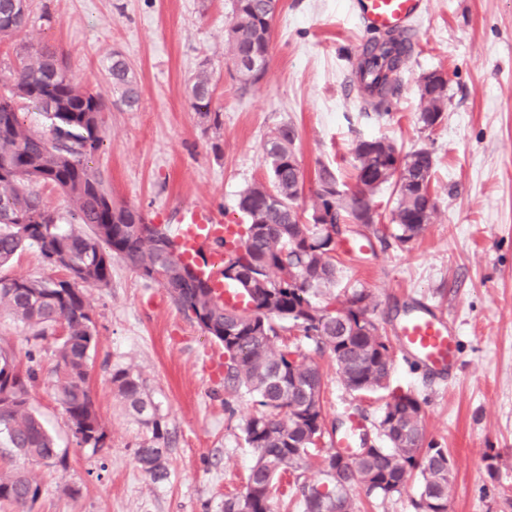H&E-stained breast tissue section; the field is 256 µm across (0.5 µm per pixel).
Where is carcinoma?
Wrapping results in <instances>:
<instances>
[{"label": "carcinoma", "mask_w": 512, "mask_h": 512, "mask_svg": "<svg viewBox=\"0 0 512 512\" xmlns=\"http://www.w3.org/2000/svg\"><path fill=\"white\" fill-rule=\"evenodd\" d=\"M279 0H233L227 43L237 73L248 84L264 68L247 63L269 53L271 22ZM30 6L0 0V38L23 32ZM409 39L401 33L374 37L352 72L364 99L379 112L395 91ZM107 76L121 100L132 107L138 91L128 64L112 60ZM212 78L200 69L188 84L191 107L221 126L211 111ZM423 109L419 120L431 128L447 107L446 80L431 72L421 78ZM39 112L50 136L24 126L20 104ZM103 100L75 84L63 56L49 49L17 52L8 90L0 93V267L26 248L37 250L59 279L31 280L0 275V308L29 332L32 346L58 336L54 374L58 400L80 447L98 451L105 430L88 385L89 362L97 327L86 302L87 287H104L117 257L139 275L164 288L176 306L203 333L222 346L231 364L227 380L248 394L256 413L245 423L244 440L255 458L242 491L225 496L224 512H273L279 481L298 472L328 432L321 405L322 376L300 347L284 333L298 330L316 350H328L344 387L364 393L385 389L391 376L388 339L369 317V294L353 288L345 294L344 315L333 306L340 239L324 225L374 226L380 213L375 191L395 179L391 212L395 239L419 236L435 210L430 180L435 165L425 148L400 154L387 140L359 141L354 148L355 185L340 183L323 166L312 191L311 222H302L297 201L303 176L296 159L295 128L276 129L265 143L268 181L244 189L237 207L246 232L232 247L224 282L244 296L241 306L219 297L195 265L182 257L167 231L150 224L137 210L112 204V190L90 166L104 140ZM60 190L72 205L73 222L61 223L36 186ZM38 371L21 369L14 352L0 346V447L27 461L62 464L59 446L46 421L29 402ZM112 385L138 416L150 437L136 451L141 469L153 480L167 477L163 448L167 430L159 408L145 396L143 382L128 369L112 372ZM385 445L341 450L323 457L317 483H300L295 497L300 512H352L348 496L359 483L369 497L399 494L415 475L422 477L415 512H448L449 469L446 448L422 446L421 404L410 393L393 392L375 424ZM40 486L22 471L0 472V504L31 512Z\"/></svg>", "instance_id": "cac0c4a2"}]
</instances>
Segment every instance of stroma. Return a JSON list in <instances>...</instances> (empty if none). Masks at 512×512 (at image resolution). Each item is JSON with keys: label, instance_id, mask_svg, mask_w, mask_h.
I'll return each mask as SVG.
<instances>
[{"label": "stroma", "instance_id": "35a3bbf8", "mask_svg": "<svg viewBox=\"0 0 512 512\" xmlns=\"http://www.w3.org/2000/svg\"><path fill=\"white\" fill-rule=\"evenodd\" d=\"M27 28L0 40V83L20 46L62 54L75 83L106 110L94 167L115 204L173 229L186 206L219 210L244 224L237 199L268 179L264 145L284 124L297 132L304 178L297 205L311 214L318 170L344 180L354 172L357 140L385 137L402 152L435 158L436 211L416 238L356 236L361 260L337 254L336 295L364 288L370 317L394 337L404 312L427 305L460 338L456 368L437 377L394 351L391 385L422 403L423 444L447 449L453 471L448 512H512V0H428L412 25V48L388 116L377 117L352 83L370 35L351 0H280L271 24L264 76L238 80L225 48L232 0H30ZM125 59L139 93L129 107L106 78L113 56ZM213 76L212 127L193 110L187 79L200 66ZM438 71L448 104L430 129L418 117L419 80ZM98 339L89 385L106 427L99 452L78 447L55 398V338L41 341L42 375L30 400L65 450L66 467L20 459L0 447V471L24 470L41 487L32 512H224L226 494L242 490L254 451L242 428L252 399L226 379L223 349L172 303L166 291L121 260L108 286L88 289ZM327 420L374 423L385 392L358 394L341 384L331 353H316ZM140 377L158 405L169 444L168 476L156 482L136 460L148 439L112 385L113 369ZM411 480L381 501L361 485L353 512H412Z\"/></svg>", "mask_w": 512, "mask_h": 512}]
</instances>
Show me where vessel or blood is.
Segmentation results:
<instances>
[{"instance_id":"vessel-or-blood-1","label":"vessel or blood","mask_w":512,"mask_h":512,"mask_svg":"<svg viewBox=\"0 0 512 512\" xmlns=\"http://www.w3.org/2000/svg\"><path fill=\"white\" fill-rule=\"evenodd\" d=\"M427 7V0H354V10L364 28L375 32L408 31L412 21ZM234 225L207 206H191L174 237L184 256L193 260L200 275L208 278L225 301L237 303L241 297L223 280L224 251L216 239H232ZM397 338L406 356L436 374L451 372L459 358V338L448 323L416 306L399 324Z\"/></svg>"}]
</instances>
